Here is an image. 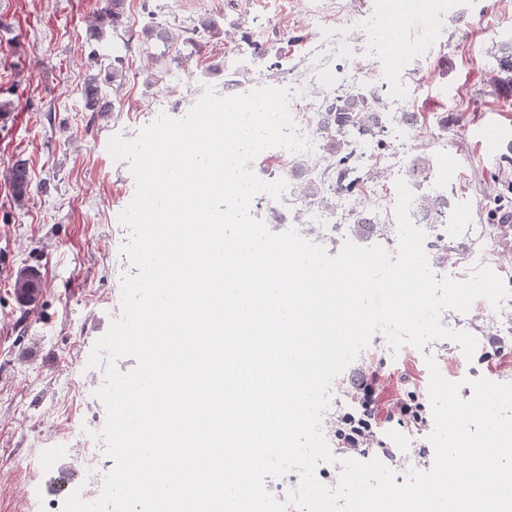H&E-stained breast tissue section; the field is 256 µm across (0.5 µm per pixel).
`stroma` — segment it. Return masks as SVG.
<instances>
[{"label":"stroma","instance_id":"1","mask_svg":"<svg viewBox=\"0 0 512 512\" xmlns=\"http://www.w3.org/2000/svg\"><path fill=\"white\" fill-rule=\"evenodd\" d=\"M101 0H0V512H57V495L45 480L61 475L62 487L80 484L74 423L88 422L90 394L105 377L88 367L95 341L123 314L115 294L133 264L116 271L119 215L135 194L127 160L108 151L116 136H136L174 104L203 87L225 96L293 83L305 72L327 69L328 85H314L323 99L331 89L365 86L372 70L406 94V112L419 122L411 140L375 151V176L365 195L395 204L388 160L427 153L432 190L450 203L454 229L447 251L430 250L437 278L467 279L475 256L512 291V258L498 226L512 211V94L492 79L493 43L512 39V0H126L123 31L94 33ZM403 18L404 54L393 55L375 27ZM176 28L216 20L221 35L178 43L168 53L143 43L148 19ZM362 36L369 60L352 58L349 34ZM122 59V84H105L112 111L84 109L88 75ZM25 160L33 191L16 199L5 172ZM36 268L42 278L37 306L22 308L13 296L17 270ZM441 323L477 339L472 357L450 340L417 349L392 348L387 337L369 346L331 384L329 413L345 406L353 375L379 367L383 398L394 403L409 392L427 395L434 358L441 374L472 395L470 380L512 383V294L494 311L475 300L469 311H444ZM433 429L392 432L397 472L427 470L434 458ZM61 442L55 457L49 444Z\"/></svg>","mask_w":512,"mask_h":512}]
</instances>
